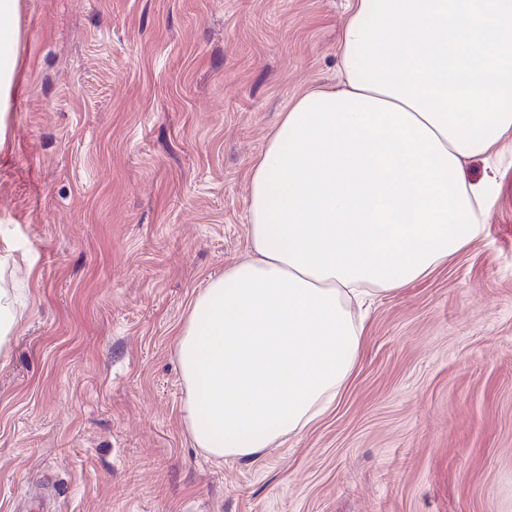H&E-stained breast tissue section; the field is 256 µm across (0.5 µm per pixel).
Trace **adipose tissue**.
Returning a JSON list of instances; mask_svg holds the SVG:
<instances>
[{
	"label": "adipose tissue",
	"instance_id": "ef3b65f1",
	"mask_svg": "<svg viewBox=\"0 0 512 512\" xmlns=\"http://www.w3.org/2000/svg\"><path fill=\"white\" fill-rule=\"evenodd\" d=\"M342 85L300 96L250 177L249 253L191 300L177 355L187 430L252 459L309 428L352 374L349 309L479 238L512 136V0H353Z\"/></svg>",
	"mask_w": 512,
	"mask_h": 512
}]
</instances>
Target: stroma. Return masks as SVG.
Masks as SVG:
<instances>
[{
	"label": "stroma",
	"instance_id": "35a3bbf8",
	"mask_svg": "<svg viewBox=\"0 0 512 512\" xmlns=\"http://www.w3.org/2000/svg\"><path fill=\"white\" fill-rule=\"evenodd\" d=\"M351 0H20L0 143V512H512V142L473 243L374 296L339 401L196 448L177 333L247 252L250 171L339 81ZM18 288H0V353L20 314L22 301Z\"/></svg>",
	"mask_w": 512,
	"mask_h": 512
}]
</instances>
